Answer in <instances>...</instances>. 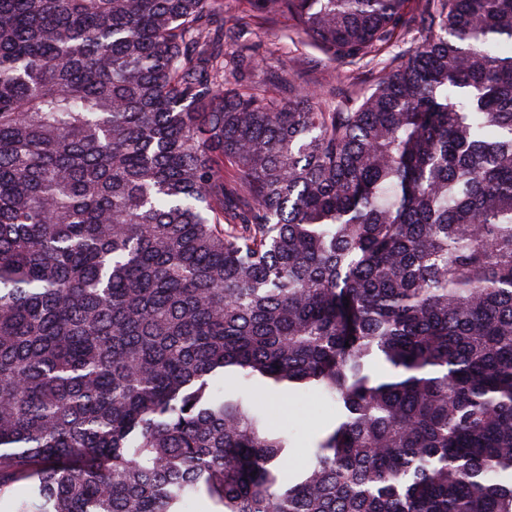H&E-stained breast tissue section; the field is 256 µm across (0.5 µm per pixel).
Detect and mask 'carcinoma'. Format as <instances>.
Masks as SVG:
<instances>
[{
	"label": "carcinoma",
	"mask_w": 512,
	"mask_h": 512,
	"mask_svg": "<svg viewBox=\"0 0 512 512\" xmlns=\"http://www.w3.org/2000/svg\"><path fill=\"white\" fill-rule=\"evenodd\" d=\"M360 100L253 80L217 0H0L11 512H512V0H244ZM319 390L290 436L244 392ZM245 390L265 398L264 406L269 410L275 426L292 431L291 448L282 467V478L288 482L305 467L310 448L336 425V412L319 391L269 393L258 383Z\"/></svg>",
	"instance_id": "1"
}]
</instances>
